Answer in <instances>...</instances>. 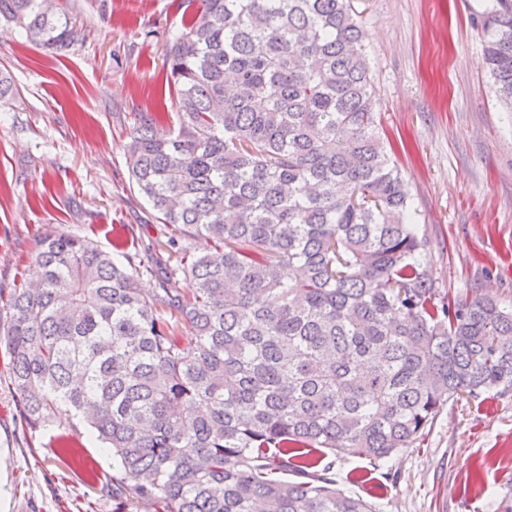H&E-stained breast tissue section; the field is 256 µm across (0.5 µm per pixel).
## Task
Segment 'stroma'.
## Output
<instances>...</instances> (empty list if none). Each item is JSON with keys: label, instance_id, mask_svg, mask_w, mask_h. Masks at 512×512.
<instances>
[{"label": "stroma", "instance_id": "1", "mask_svg": "<svg viewBox=\"0 0 512 512\" xmlns=\"http://www.w3.org/2000/svg\"><path fill=\"white\" fill-rule=\"evenodd\" d=\"M73 17L68 55L0 23V68L16 94L0 102V329L6 295L34 281L36 240L50 231L108 252H155L159 221L129 180L138 113L176 122L163 46L182 0H60ZM497 0H358L378 118L430 242L440 292L512 307V113L497 103L482 15ZM0 345V512H112L102 482L116 463L77 424L21 422ZM336 483L381 512H512V391L448 402L425 435L388 462L332 460Z\"/></svg>", "mask_w": 512, "mask_h": 512}]
</instances>
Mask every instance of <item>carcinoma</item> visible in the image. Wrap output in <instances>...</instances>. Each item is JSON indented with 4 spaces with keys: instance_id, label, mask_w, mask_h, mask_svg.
I'll list each match as a JSON object with an SVG mask.
<instances>
[{
    "instance_id": "carcinoma-1",
    "label": "carcinoma",
    "mask_w": 512,
    "mask_h": 512,
    "mask_svg": "<svg viewBox=\"0 0 512 512\" xmlns=\"http://www.w3.org/2000/svg\"><path fill=\"white\" fill-rule=\"evenodd\" d=\"M2 20L70 51L54 0H0ZM484 53L512 111L509 0ZM164 57L177 125L141 113L127 155L165 262L38 240L3 332L20 415L91 428L112 512H380L328 456L378 464L448 401L511 390L512 309L436 288L354 0H199Z\"/></svg>"
}]
</instances>
